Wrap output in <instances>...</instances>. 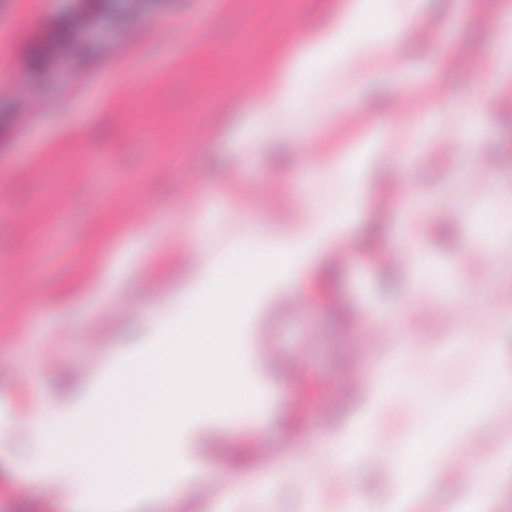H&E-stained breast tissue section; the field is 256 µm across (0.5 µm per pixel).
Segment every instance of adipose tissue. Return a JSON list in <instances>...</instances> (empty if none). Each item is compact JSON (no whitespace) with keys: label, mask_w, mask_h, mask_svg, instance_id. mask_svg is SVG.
I'll list each match as a JSON object with an SVG mask.
<instances>
[{"label":"adipose tissue","mask_w":512,"mask_h":512,"mask_svg":"<svg viewBox=\"0 0 512 512\" xmlns=\"http://www.w3.org/2000/svg\"><path fill=\"white\" fill-rule=\"evenodd\" d=\"M423 0H404L395 8L391 0H352L350 10L339 20L312 33L308 44L289 69L274 68L262 84L256 103L257 118L238 146L242 161L269 144L309 136L324 129L321 103L316 98L321 79L359 65L363 82L380 73L369 66L368 57H399L398 35L419 26ZM453 103L436 99L428 115L417 121L403 137L401 155L410 158L445 137L468 146L482 143L478 122L466 121L445 127L440 114L453 110ZM387 154V139L372 136L344 155L325 153L309 166L317 183L344 184L348 205L307 195L300 205L309 211L306 225L271 239L254 235L251 240L230 244L243 253L245 263L232 279L225 278L223 262L202 267L187 283L173 307L152 324L148 336L136 348L113 355L103 381L90 384L63 411L69 422L86 427L98 424L96 436L81 438L79 444L55 446L41 462L29 464L33 487L54 492L60 481L73 488L83 482L82 469L94 466L98 475L96 494L108 502L112 512H129L133 503L150 499L152 490L171 489L179 473L194 471L198 463L169 443L171 435L195 423L203 412H220L229 402H242L262 418L265 405L238 376L225 372L224 364L240 356L227 343L244 314L259 317L284 288L298 284L325 257L338 252L357 216L368 205L375 177ZM512 238L497 233L467 238L460 248L457 266L465 274L480 265L489 287L512 284V265L501 262ZM512 324V306L491 313V323L482 330L486 356L474 364L454 391L444 390L439 379L442 362H435L429 374L426 396L410 401L404 413L415 422L427 419L428 405L442 403L455 408L485 407L489 402H512V370L497 360L496 336ZM409 379L401 359L382 365L366 388V399L358 414L341 429L333 447L347 449L345 462L355 466V448L363 438L376 432L374 420L390 400L405 391ZM479 419L462 424L449 421L447 432L425 429L410 439L401 451L388 452L385 468L393 480L391 492L380 498L376 512H413L417 500L431 499L436 474L446 468L460 443L477 440ZM458 481L468 493L449 501L448 512H486L498 493L497 482L474 480L472 472L459 473Z\"/></svg>","instance_id":"1"}]
</instances>
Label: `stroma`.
I'll list each match as a JSON object with an SVG mask.
<instances>
[{"label": "stroma", "mask_w": 512, "mask_h": 512, "mask_svg": "<svg viewBox=\"0 0 512 512\" xmlns=\"http://www.w3.org/2000/svg\"><path fill=\"white\" fill-rule=\"evenodd\" d=\"M351 0H0V416L21 420L42 404L72 401L73 388L98 377L113 352L146 335L199 268L225 241L256 233L275 238L280 224H228L212 220L207 246L192 250L198 227L184 217L205 210L209 198L232 190L242 207L277 202L291 219L305 218L287 201L282 175L266 157L241 165L236 150L254 120L257 88L274 58L292 64L307 35L328 10L347 13ZM512 0H425L429 44L446 47L440 65L399 68L372 88L337 85L324 135L283 142L290 158L307 162L341 151L372 128L401 137L433 99L456 109L460 123L475 95L512 104V81L500 77L494 53L500 31L490 19ZM73 20V42L93 46L92 58L74 63L56 37L59 18ZM406 37L400 51L425 57L428 46ZM42 69L29 77V59ZM494 179L512 197V157L498 168L474 167L467 148L449 138L410 166L389 162L373 198L354 224L352 265L332 287L309 277L246 320L235 341L241 371L267 404L259 423L245 406L230 407L173 445L203 460L200 473L180 477L160 493L149 512H220L233 486L245 487L235 512H305L306 484L295 468L313 471L325 496L357 487L370 498L383 487L370 464L340 466L328 443L356 409L349 391L364 389L388 355L423 344L406 366L426 386V371L445 339L458 371L483 359L485 346L472 333L486 326L485 311L502 303L485 295L483 306L457 308L432 295H409L412 244L401 201L389 186L409 182L425 197L463 199L468 223L491 226L512 212L485 207L475 184ZM195 183L199 194L184 202ZM125 307L124 316L112 311ZM481 450L462 443L450 464L466 470L482 451L512 444V404L482 418ZM64 426L44 415L42 429L0 436V512H75L68 494L45 496L29 488L22 469L45 455ZM260 438L285 447L307 440L315 454L292 462L231 460L243 440Z\"/></svg>", "instance_id": "obj_1"}]
</instances>
